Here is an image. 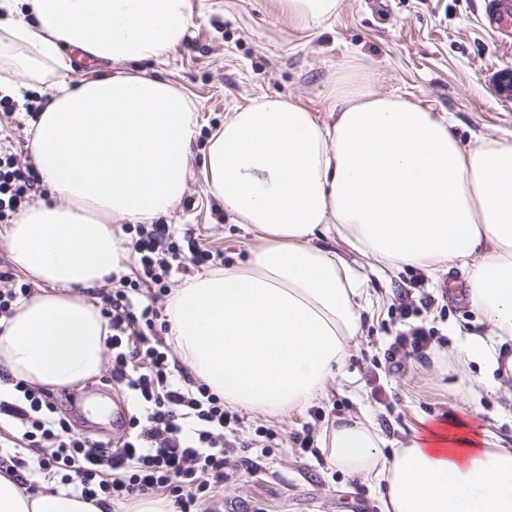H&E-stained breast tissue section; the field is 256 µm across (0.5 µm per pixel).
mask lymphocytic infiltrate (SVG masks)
Here are the masks:
<instances>
[{
    "mask_svg": "<svg viewBox=\"0 0 512 512\" xmlns=\"http://www.w3.org/2000/svg\"><path fill=\"white\" fill-rule=\"evenodd\" d=\"M37 189L33 164L22 166L13 155L0 156V223H13ZM134 231L140 279L157 294L167 293L172 277L188 265L214 258L175 225L138 224ZM131 288L125 282L112 289L101 309L112 351L108 380L122 386L135 406L126 439L111 444L71 432L57 418L50 394L20 382L15 388L22 403L1 400L0 416L14 420L21 450H42L41 478H57L59 487L82 499L126 500L165 490L178 512H198L199 503L210 500L212 486L224 480V430L235 416L206 385L188 388L176 379L154 332L160 310L134 302ZM41 478L22 480L21 486L39 493Z\"/></svg>",
    "mask_w": 512,
    "mask_h": 512,
    "instance_id": "1",
    "label": "lymphocytic infiltrate"
}]
</instances>
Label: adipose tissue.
Masks as SVG:
<instances>
[{
    "instance_id": "obj_1",
    "label": "adipose tissue",
    "mask_w": 512,
    "mask_h": 512,
    "mask_svg": "<svg viewBox=\"0 0 512 512\" xmlns=\"http://www.w3.org/2000/svg\"><path fill=\"white\" fill-rule=\"evenodd\" d=\"M341 0H279L309 29ZM191 0H0V45L29 76L74 68L71 50L112 73L51 84L31 154L51 198L6 232L12 264L50 292L19 301L0 330V399L15 382L62 389L105 368V321L86 293L124 270L114 221L173 212L199 131L197 108L141 69L181 45ZM327 121L261 97L225 113L202 155L208 190L259 243L246 264L186 281L167 306L169 335L211 392L266 414L301 411L339 373L360 328L346 239L379 263L464 269L468 301L512 339V140L462 145L451 119L368 74L332 86ZM336 467L383 483V512H512V448L486 435L428 429L382 459L369 420L320 437ZM0 512H112L65 492L29 496L0 473Z\"/></svg>"
}]
</instances>
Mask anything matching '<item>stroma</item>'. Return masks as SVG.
<instances>
[{
  "mask_svg": "<svg viewBox=\"0 0 512 512\" xmlns=\"http://www.w3.org/2000/svg\"><path fill=\"white\" fill-rule=\"evenodd\" d=\"M191 2L188 38L168 52L159 72L192 99L200 133L183 199L162 221L201 238L225 265H242L258 238L209 194L200 161L225 113L256 97H290L321 115L337 72L367 70L376 91L451 116L462 140L512 139V100L496 91L499 77L512 71V38L491 27L488 0H388L384 17L366 0H341L316 32L278 15L275 0ZM23 95L21 106L0 102V148L21 164L31 157L25 113L44 104L48 87L36 80ZM332 247L360 280V329L343 374L302 411L269 416L237 409V423L225 432L237 466L213 490L223 512H381L382 488L332 465L318 441L325 427L349 419L372 422L386 457L424 428L456 420L512 448V386L473 393L471 382L482 380L486 368L459 359L466 335L486 330L462 294L461 270L388 268L344 242ZM417 326L432 330L434 357L392 354L394 336ZM75 390L84 396L79 409L67 403L65 390L54 393L74 432L115 443L126 436L111 413L90 410L124 398L122 388L98 377Z\"/></svg>",
  "mask_w": 512,
  "mask_h": 512,
  "instance_id": "1",
  "label": "stroma"
}]
</instances>
